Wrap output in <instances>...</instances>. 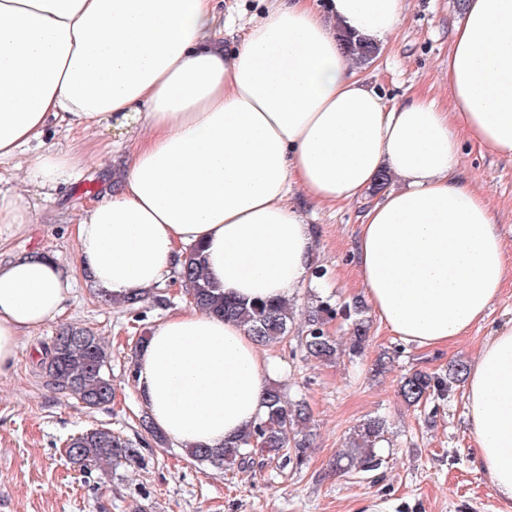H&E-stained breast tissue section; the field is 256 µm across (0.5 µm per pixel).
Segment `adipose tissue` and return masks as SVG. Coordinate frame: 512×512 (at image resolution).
<instances>
[{
    "instance_id": "obj_1",
    "label": "adipose tissue",
    "mask_w": 512,
    "mask_h": 512,
    "mask_svg": "<svg viewBox=\"0 0 512 512\" xmlns=\"http://www.w3.org/2000/svg\"><path fill=\"white\" fill-rule=\"evenodd\" d=\"M405 0H274L231 52L213 0H0V160L51 121L123 129L117 175L80 214L77 266L33 253L0 263V375L19 336L62 315L75 271L120 298L147 294L200 248L226 297L291 302L313 237L293 189L331 206L398 185L358 224L355 268L391 335L457 342L501 293L505 256L489 205L457 179L461 138L512 159V0H465L448 53L449 107L389 104L358 75L340 36L384 47ZM0 176V226L26 224L24 194L52 199L69 155ZM269 374L252 336L189 307L139 349L135 387L182 448L218 447L263 414ZM476 467L512 503V326L482 345L465 382Z\"/></svg>"
}]
</instances>
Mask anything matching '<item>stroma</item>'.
<instances>
[{
    "label": "stroma",
    "instance_id": "35a3bbf8",
    "mask_svg": "<svg viewBox=\"0 0 512 512\" xmlns=\"http://www.w3.org/2000/svg\"><path fill=\"white\" fill-rule=\"evenodd\" d=\"M267 6V0H216L225 21V50L238 45ZM462 13L461 0H405L397 33L361 65L360 77L392 102L420 94L447 105L451 31ZM116 139L106 126L88 135L54 128L43 145L25 151L28 159L46 147L73 156L80 173L59 186L56 201L24 197L32 221L0 229L1 259L40 251L75 261L73 225L81 209L109 189L107 160ZM459 176L487 199L502 238L508 274L499 299L467 336L431 349L391 336L378 318H371L363 355L331 362L305 358L306 320L318 301L344 305L365 298L351 262L363 205L320 206L294 193L292 202L304 213L315 239L310 265L326 274L298 289L291 332L283 342L261 347L260 353L273 369V382L311 408L306 430L313 444L298 465L280 468L257 461L244 469L217 471L193 463L184 449L151 442L141 447L134 462L122 459L90 474L74 467L64 453L72 435L104 426L135 438L143 406L132 380L134 346L189 299L174 278L158 289L164 304L148 300L131 310L101 301L86 277H79L64 314L20 337L14 370L0 376V512H358L373 500L385 503L389 512H512L475 465L464 386L418 407L408 406L398 394L406 374L423 370L442 375L451 361L472 362L489 335L512 321V162L467 145ZM67 325L90 328L105 341L114 390L106 406L83 408L44 384L37 367L39 347ZM387 350L396 353L391 370L373 375L375 360ZM374 416L388 421L380 444L382 467L338 474L336 456L346 439Z\"/></svg>",
    "mask_w": 512,
    "mask_h": 512
}]
</instances>
